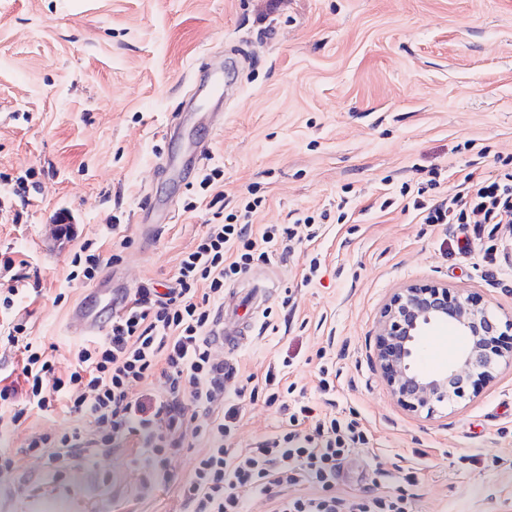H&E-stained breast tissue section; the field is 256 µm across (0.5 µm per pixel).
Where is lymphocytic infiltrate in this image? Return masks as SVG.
Returning a JSON list of instances; mask_svg holds the SVG:
<instances>
[{
	"label": "lymphocytic infiltrate",
	"instance_id": "obj_1",
	"mask_svg": "<svg viewBox=\"0 0 512 512\" xmlns=\"http://www.w3.org/2000/svg\"><path fill=\"white\" fill-rule=\"evenodd\" d=\"M257 208L247 202L242 214L209 225L173 277L152 281L113 306L105 332L79 343L64 372L56 345L31 337L20 312L32 293L22 263L0 253V321L8 326L6 344L22 355L19 379L0 375V409L18 426L32 415L59 411L77 420L63 433L38 434L25 448L1 452L0 478L17 475L24 457L41 459L58 478L73 459L131 448L154 484L178 485L188 512H245L244 492L268 494L284 484H306L312 492L278 501L274 512H408L400 498L348 505L332 495L343 460L368 438L357 421L321 416L310 403L294 401L285 426L255 448L229 446L248 387L224 386V368L209 340L214 305L227 280L267 260L268 245L291 254L297 236L280 224L254 232ZM413 208L427 224L511 225L512 170L475 185L462 182L440 200H414ZM158 378L164 381L160 392L154 389ZM199 409L213 415L207 427L193 424ZM190 438L205 449L191 476L179 481L168 461Z\"/></svg>",
	"mask_w": 512,
	"mask_h": 512
}]
</instances>
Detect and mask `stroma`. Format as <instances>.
I'll list each match as a JSON object with an SVG mask.
<instances>
[{
	"label": "stroma",
	"mask_w": 512,
	"mask_h": 512,
	"mask_svg": "<svg viewBox=\"0 0 512 512\" xmlns=\"http://www.w3.org/2000/svg\"><path fill=\"white\" fill-rule=\"evenodd\" d=\"M191 141L207 144L206 159L172 181L161 159ZM510 162L512 0H0V253L39 280L32 336L63 363L83 340L71 312L92 284L68 275L84 242L107 255L129 239L123 262L98 272L117 298L175 273L213 221L214 194L228 213L261 199L257 226L324 215L294 256L272 247L225 283L229 308L254 281L271 292L247 344L215 355L237 380L274 372L322 412L359 422L369 442L335 488L350 501L512 512V367L429 417L396 400L376 358L380 312L411 284L443 283L512 314L503 227L427 224L408 206ZM150 199L171 216L152 234ZM463 232L482 250L450 249ZM314 257L321 273L302 284ZM462 345L433 330L420 364L444 369ZM240 407L239 449L284 418L261 395ZM69 426L60 414L0 424V450ZM147 481L120 452L73 461L59 480L26 458L0 483V512H183L176 488Z\"/></svg>",
	"instance_id": "obj_1"
}]
</instances>
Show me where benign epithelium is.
<instances>
[{"mask_svg": "<svg viewBox=\"0 0 512 512\" xmlns=\"http://www.w3.org/2000/svg\"><path fill=\"white\" fill-rule=\"evenodd\" d=\"M446 326L465 344L453 366L427 371L418 366L423 337ZM493 321L477 300L452 293L444 284L408 285L384 304L377 327V360L392 394L408 410L433 414L437 408L478 391L497 369L512 365V346L498 338Z\"/></svg>", "mask_w": 512, "mask_h": 512, "instance_id": "obj_1", "label": "benign epithelium"}]
</instances>
